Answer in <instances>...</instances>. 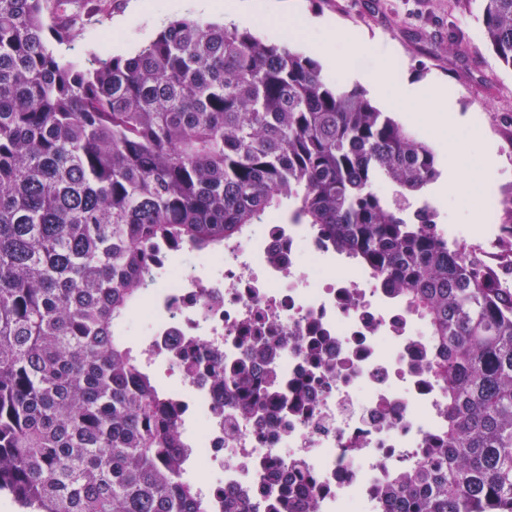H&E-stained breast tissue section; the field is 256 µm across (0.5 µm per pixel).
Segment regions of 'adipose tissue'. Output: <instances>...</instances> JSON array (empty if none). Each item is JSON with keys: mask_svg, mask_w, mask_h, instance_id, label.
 <instances>
[{"mask_svg": "<svg viewBox=\"0 0 512 512\" xmlns=\"http://www.w3.org/2000/svg\"><path fill=\"white\" fill-rule=\"evenodd\" d=\"M329 42L333 45L343 43L348 47L347 53L337 55L335 58L336 65L344 77L350 79L359 78L370 82L385 100L401 110L408 111L414 107L422 92L420 86L394 83L388 69L384 67L364 73L355 70L353 66L354 55L364 51L365 46L363 43L351 39L343 31L334 32L330 36Z\"/></svg>", "mask_w": 512, "mask_h": 512, "instance_id": "ef3b65f1", "label": "adipose tissue"}]
</instances>
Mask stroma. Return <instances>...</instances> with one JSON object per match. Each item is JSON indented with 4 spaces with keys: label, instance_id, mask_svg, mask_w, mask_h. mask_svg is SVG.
I'll return each mask as SVG.
<instances>
[{
    "label": "stroma",
    "instance_id": "35a3bbf8",
    "mask_svg": "<svg viewBox=\"0 0 512 512\" xmlns=\"http://www.w3.org/2000/svg\"><path fill=\"white\" fill-rule=\"evenodd\" d=\"M290 0H252L251 32L272 44H286L300 54L317 59L323 75L346 89L332 59L316 51L328 34L325 24L349 30L362 40L392 46L386 59L392 78L420 86L448 83L462 118L479 122L484 135L471 141L464 153L449 152L459 127L435 130L431 115L436 101L421 95L409 112L395 119L416 133L434 150L440 173L411 202L412 210L431 204L440 228L475 231L479 237L500 235L512 225V209L504 210L501 223L480 220L479 201L486 192L512 200V70L501 66L487 45L478 16L479 0H302L315 26L294 32L284 22ZM84 23L72 48L63 50L67 61L84 60L89 53L130 56L152 41L164 21L197 16L194 0H84ZM494 152L497 172L492 188L482 180L484 157ZM464 182V191H444L449 172Z\"/></svg>",
    "mask_w": 512,
    "mask_h": 512
}]
</instances>
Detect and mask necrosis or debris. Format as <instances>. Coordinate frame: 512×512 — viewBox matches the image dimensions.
Instances as JSON below:
<instances>
[{"mask_svg": "<svg viewBox=\"0 0 512 512\" xmlns=\"http://www.w3.org/2000/svg\"><path fill=\"white\" fill-rule=\"evenodd\" d=\"M133 309L141 364L165 370L209 512H380L395 470L445 426L426 322L341 262L308 224L252 225L207 274L162 260ZM272 347L270 394L244 413L220 371Z\"/></svg>", "mask_w": 512, "mask_h": 512, "instance_id": "4bbe7bcc", "label": "necrosis or debris"}]
</instances>
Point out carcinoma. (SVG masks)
<instances>
[{"instance_id": "1", "label": "carcinoma", "mask_w": 512, "mask_h": 512, "mask_svg": "<svg viewBox=\"0 0 512 512\" xmlns=\"http://www.w3.org/2000/svg\"><path fill=\"white\" fill-rule=\"evenodd\" d=\"M512 68V0H481ZM73 0H0V493L24 512H208L178 416L112 324L160 248L214 252L288 209L429 327L448 427L385 512H512V291L401 201L428 143L313 59L169 22L127 58L63 61ZM389 182L398 199L377 191ZM245 409L269 395L240 366Z\"/></svg>"}]
</instances>
